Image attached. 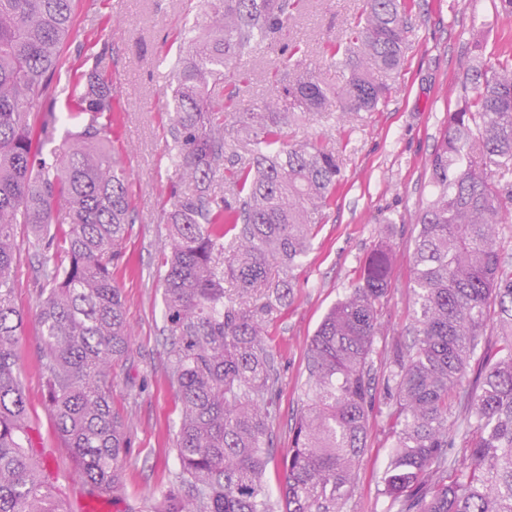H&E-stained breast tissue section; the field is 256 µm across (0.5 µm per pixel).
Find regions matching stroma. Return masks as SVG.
Listing matches in <instances>:
<instances>
[{"instance_id":"35a3bbf8","label":"stroma","mask_w":512,"mask_h":512,"mask_svg":"<svg viewBox=\"0 0 512 512\" xmlns=\"http://www.w3.org/2000/svg\"><path fill=\"white\" fill-rule=\"evenodd\" d=\"M363 0H302L275 41L266 42L241 69L248 77L242 106L266 98L283 77V61L301 45L303 63L328 84L341 81L339 68L325 65L324 48L348 35ZM499 0H415L409 50L387 104L362 112L350 122L329 114L310 115L293 126L289 139L335 150L344 173L313 248L294 268V298L278 307L268 322V343L279 371V412L272 425L279 455L291 444L292 427L304 400L307 345L326 312L360 278L362 264L380 238H389L396 263L373 355L375 407L367 423L359 479L341 512H385L378 476L387 462L389 435V357L404 341L415 309L412 253L417 214L430 187L424 162L440 138L448 112L475 57L500 51L503 27L493 18ZM205 24L206 0H79L67 40L62 74L100 64L119 96V122L113 136L126 144L118 159L126 172L137 214L127 241V260L112 274L125 299L133 346L115 369L112 404L129 419L130 453L124 490L104 497L112 512H145L174 484L178 463L175 433L180 402L166 373L159 266L168 241L164 223L172 178L167 162V103L177 73L179 32L184 17ZM24 248L15 272V304L36 309L38 263L27 242V227L17 233ZM18 362L34 449L48 456L49 485L62 512H84L87 498L66 451L60 448L46 410L39 342L27 328L18 345Z\"/></svg>"}]
</instances>
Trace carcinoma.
<instances>
[{"label":"carcinoma","instance_id":"carcinoma-1","mask_svg":"<svg viewBox=\"0 0 512 512\" xmlns=\"http://www.w3.org/2000/svg\"><path fill=\"white\" fill-rule=\"evenodd\" d=\"M75 0H0V512H61L32 448L17 346L29 317L14 303L18 225L33 232L46 407L85 494L117 495L127 423L114 372L132 351L112 268L135 223L112 155V86L98 68L76 96L60 85ZM300 0H210L207 29L183 41L168 104L173 185L162 315L166 372L181 405L176 488L153 512H274L278 397L269 316L294 288L343 174L336 152L288 142L320 112H377L403 65L412 0H365L353 38L327 46L342 69L326 85L289 55L261 105L229 114L239 65L281 32ZM427 159L412 261L411 339L394 348L393 442L379 482L386 512H512V55L479 60ZM64 96L71 125L50 149ZM230 197L211 189L217 173ZM187 185L183 192L181 185ZM395 262L380 244L308 347V377L283 456L282 512H340L354 489L373 410L371 363ZM498 324L493 358L482 346Z\"/></svg>","mask_w":512,"mask_h":512}]
</instances>
